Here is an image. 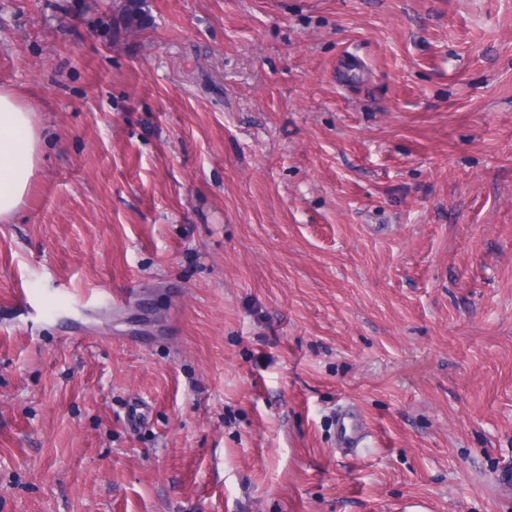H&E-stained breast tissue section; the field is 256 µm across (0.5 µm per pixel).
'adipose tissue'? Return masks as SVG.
<instances>
[{"label": "adipose tissue", "instance_id": "ef3b65f1", "mask_svg": "<svg viewBox=\"0 0 512 512\" xmlns=\"http://www.w3.org/2000/svg\"><path fill=\"white\" fill-rule=\"evenodd\" d=\"M36 108L0 87V223H11L25 204L43 158L45 139Z\"/></svg>", "mask_w": 512, "mask_h": 512}]
</instances>
